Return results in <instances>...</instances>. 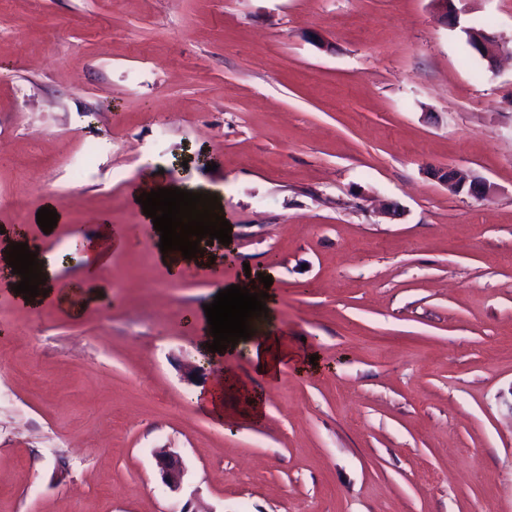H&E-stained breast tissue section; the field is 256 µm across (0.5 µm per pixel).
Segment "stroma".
Returning a JSON list of instances; mask_svg holds the SVG:
<instances>
[{"label":"stroma","mask_w":512,"mask_h":512,"mask_svg":"<svg viewBox=\"0 0 512 512\" xmlns=\"http://www.w3.org/2000/svg\"><path fill=\"white\" fill-rule=\"evenodd\" d=\"M454 6L0 0V247L24 225L54 288L31 308L0 277V512H512V0ZM157 172L222 191L232 241L202 247L271 276L274 326L318 354L257 382L259 419L198 401L224 366L188 319L219 281L156 261L132 192ZM81 282L104 295L77 310ZM477 30L469 28L467 29V32L476 37L477 45L484 55L483 59L488 63V66L491 68L494 66L497 59V52L499 50L498 41L496 40V36L489 33H485L483 31L485 29L479 28ZM432 176L455 193H466L475 198H485L492 192L489 183L475 179L470 173L455 167L431 168ZM84 259L89 269L93 270L105 262L112 252V239L108 225H102L84 244ZM154 457L162 484L170 492H179L183 487L186 475L180 457L166 449L156 451Z\"/></svg>","instance_id":"1"}]
</instances>
